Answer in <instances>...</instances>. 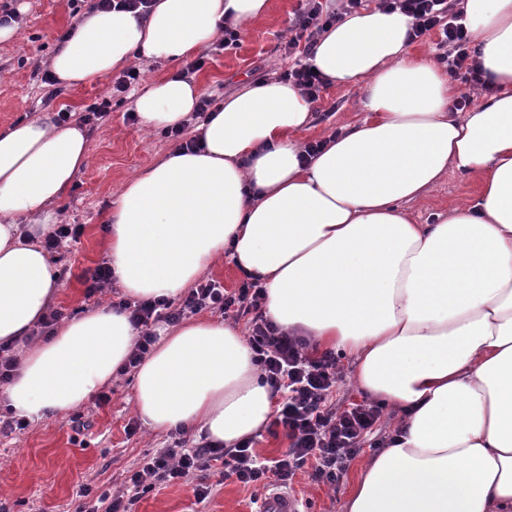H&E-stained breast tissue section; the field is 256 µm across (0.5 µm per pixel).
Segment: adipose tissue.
Instances as JSON below:
<instances>
[{
    "mask_svg": "<svg viewBox=\"0 0 512 512\" xmlns=\"http://www.w3.org/2000/svg\"><path fill=\"white\" fill-rule=\"evenodd\" d=\"M491 93L452 112L448 73L411 54L410 17L374 7L323 33L310 64L360 84L365 118L302 160L312 104L291 83L223 98L199 148L175 149L123 183L108 257L127 297L174 298L223 253L266 290L289 335L356 359L355 382L403 417L359 471L348 512H512V0H461ZM270 0H154L147 17L86 12L53 56L66 86L145 58L180 63L224 20L266 17ZM202 87L171 74L132 95L145 130L184 124ZM88 161L78 124L0 129V342L28 336L58 292L31 240ZM478 177L474 203L414 223L403 204L443 177ZM31 225H24V218ZM135 332L102 308L34 345L4 394L20 415L78 407L124 366ZM154 430L196 426L234 447L272 410L245 337L199 318L162 333L135 374Z\"/></svg>",
    "mask_w": 512,
    "mask_h": 512,
    "instance_id": "adipose-tissue-1",
    "label": "adipose tissue"
}]
</instances>
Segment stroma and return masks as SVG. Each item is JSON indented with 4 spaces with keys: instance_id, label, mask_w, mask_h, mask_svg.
I'll use <instances>...</instances> for the list:
<instances>
[{
    "instance_id": "stroma-1",
    "label": "stroma",
    "mask_w": 512,
    "mask_h": 512,
    "mask_svg": "<svg viewBox=\"0 0 512 512\" xmlns=\"http://www.w3.org/2000/svg\"><path fill=\"white\" fill-rule=\"evenodd\" d=\"M12 7L18 15L17 37L0 42V128L20 120H51L61 110L83 113L101 102L109 104L105 121L87 130L85 168L54 206L60 223L82 227L78 241L48 255L61 273L53 306L71 318L122 298L115 283L86 297L81 274L106 258L105 221L123 182L175 149L176 143L166 133L149 134L127 121L131 97L114 93L111 76L96 84L62 88L49 105H42L48 87L41 81V72L49 68L61 36L75 28L80 18L74 15L70 0H13ZM299 8L300 0H271L269 14L246 25L238 46L206 57L195 74L205 96L216 99L233 94L245 85L277 77L291 66L283 46L293 34ZM364 95L359 84L327 86L313 104L303 142L323 140L360 122L365 116ZM477 194L476 178L452 177L407 203L405 209L415 223L427 224L434 214L470 203ZM133 382V373L118 375L105 387L108 403L93 396L68 413L33 418L23 431L0 434V512H74L82 502L94 506L93 497L79 499L80 486L91 485L96 493L118 489L132 464L157 449L172 447L179 438L177 432L140 424ZM132 422L138 430L130 436L125 429ZM373 453V448L362 447L333 486L298 472L291 492L299 498L303 512H346L353 480ZM208 482L213 491L205 502H197L192 485H160L140 497L132 512H253L266 492L263 486H247L216 473Z\"/></svg>"
}]
</instances>
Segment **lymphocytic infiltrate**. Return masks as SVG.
Here are the masks:
<instances>
[{
    "instance_id": "lymphocytic-infiltrate-1",
    "label": "lymphocytic infiltrate",
    "mask_w": 512,
    "mask_h": 512,
    "mask_svg": "<svg viewBox=\"0 0 512 512\" xmlns=\"http://www.w3.org/2000/svg\"><path fill=\"white\" fill-rule=\"evenodd\" d=\"M381 7L398 10L413 20L411 39L436 33L438 59L450 77L461 79L467 90L453 99L450 109L466 110L472 99L470 89L484 85L483 73L471 54V34L462 11L453 9L448 0H378ZM338 13L325 10L321 0H304L300 8V36L290 38L283 46L285 54H294L299 46L313 48L317 36L340 21ZM264 291L253 282H243L233 292L217 281L204 279L189 288L178 301L116 302L117 310L127 312L137 332L135 346L126 363L134 369L142 361L157 336L156 322L170 325L186 315L210 309L220 313L236 312L249 319L248 341L254 352L253 361L260 369L263 384L269 386L279 403L273 420L288 441L282 457L262 459L251 443L224 448L207 442L192 449L163 448L145 457L138 469L127 478L125 491L93 494L91 486H82L80 497L96 496L103 512H130L124 497L150 492L155 486L172 482L194 481L198 501H205L211 486L206 473L222 466L224 477H236L246 485L278 483L287 486L298 471L308 470L313 481L336 483L350 461L361 450V441L379 420L381 409L371 404H351L336 410L332 393L338 381L336 355L318 351L306 340L279 330L265 316Z\"/></svg>"
}]
</instances>
